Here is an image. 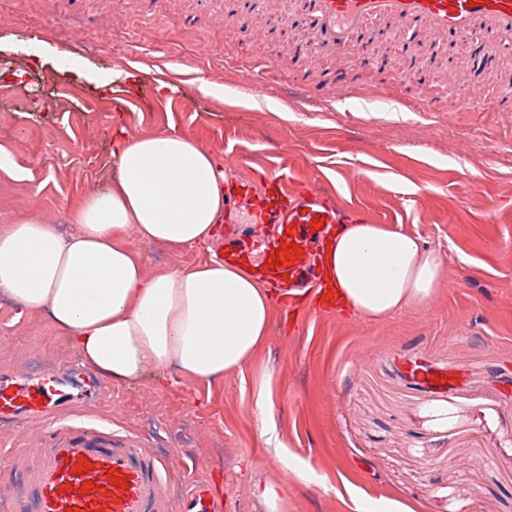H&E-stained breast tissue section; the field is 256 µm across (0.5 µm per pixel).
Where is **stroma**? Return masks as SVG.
<instances>
[{
    "label": "stroma",
    "instance_id": "35a3bbf8",
    "mask_svg": "<svg viewBox=\"0 0 512 512\" xmlns=\"http://www.w3.org/2000/svg\"><path fill=\"white\" fill-rule=\"evenodd\" d=\"M198 0H0V37H34L78 55L80 67L140 69L137 88L116 83L128 108L87 81L8 65L25 86L0 82V225L37 213L67 229V213L111 181L112 128L132 136L175 129L205 149L236 156L228 185L250 184L227 206L224 229L257 228L258 205L283 175L288 187L320 185L351 212L403 231L446 255L429 305L371 323L310 303L271 309L262 349L222 380L160 389L152 373L130 383L98 379L95 402L61 408L56 420L135 439L153 456L178 455L165 493L210 484L221 512H264L259 486L287 494V512H348L352 497H388L411 512H512V38L495 42L487 97L447 111L449 86L397 74L395 56L365 65L349 46L340 61L302 72L285 40L243 29ZM272 64L274 80L247 101L241 71ZM342 69L350 98L313 101L306 88ZM172 85L156 92L158 81ZM217 92H200V83ZM146 275L207 261L130 234ZM0 325V369L29 375L81 367L68 338L42 313ZM448 372L447 389L416 386L412 365ZM273 407L254 415L257 390ZM52 425L0 422V512L50 442ZM25 446L18 457L12 450ZM292 460L311 476L297 483Z\"/></svg>",
    "mask_w": 512,
    "mask_h": 512
}]
</instances>
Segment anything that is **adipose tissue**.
Instances as JSON below:
<instances>
[{"label":"adipose tissue","instance_id":"adipose-tissue-1","mask_svg":"<svg viewBox=\"0 0 512 512\" xmlns=\"http://www.w3.org/2000/svg\"><path fill=\"white\" fill-rule=\"evenodd\" d=\"M115 177L70 214L61 236L30 216L0 225V292L44 312L83 361L130 381L212 384L265 343L274 292L249 267L213 257L148 277L127 240L209 248L224 220L223 157L176 131L114 134ZM445 264L438 249L381 224L344 225L324 266L344 306L380 322L429 305Z\"/></svg>","mask_w":512,"mask_h":512}]
</instances>
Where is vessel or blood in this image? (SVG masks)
Returning <instances> with one entry per match:
<instances>
[{
    "instance_id": "1",
    "label": "vessel or blood",
    "mask_w": 512,
    "mask_h": 512,
    "mask_svg": "<svg viewBox=\"0 0 512 512\" xmlns=\"http://www.w3.org/2000/svg\"><path fill=\"white\" fill-rule=\"evenodd\" d=\"M319 42L327 49L343 52L363 30L387 22H418L433 34L451 37L465 32L491 31L512 37V0H302ZM487 62L474 55L467 72L445 74L446 83L466 80L473 91H482ZM284 202L261 206V239L247 242L228 235L222 245L227 260L245 251L270 257L283 245H295L299 258L287 269L268 271L269 280L280 290L279 302L295 305L307 296L323 300L325 306L339 303L320 271L319 250L343 225L357 222L359 213L333 204L319 188L285 191ZM94 385L64 372H48L36 378L0 372V421L17 417H53L65 405L92 399ZM173 466L172 460L150 456L136 441L116 447L99 430L82 426L66 428L35 463L29 480L18 492L23 512H169L162 493ZM124 478L123 486L111 484V476ZM181 512H214L209 488L190 485Z\"/></svg>"
}]
</instances>
